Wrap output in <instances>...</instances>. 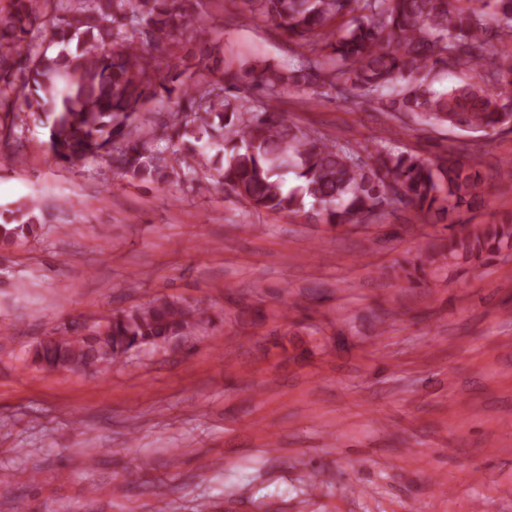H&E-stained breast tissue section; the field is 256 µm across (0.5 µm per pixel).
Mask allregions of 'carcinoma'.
I'll use <instances>...</instances> for the list:
<instances>
[{
  "label": "carcinoma",
  "instance_id": "1",
  "mask_svg": "<svg viewBox=\"0 0 512 512\" xmlns=\"http://www.w3.org/2000/svg\"><path fill=\"white\" fill-rule=\"evenodd\" d=\"M200 0H12L0 13V131L16 145L43 116L55 159L99 160L158 186L208 178L259 213L311 223H374L412 208L445 217L482 202L470 143L435 158L385 138L353 147L288 122L272 103L288 89L356 94L416 124L475 138L512 123V0H244L296 47L287 68L234 66L206 46ZM355 14L344 23L349 14ZM176 59L164 70L154 53ZM466 79L448 88L439 76ZM175 108L150 119L155 101ZM35 202L0 211V244L38 236ZM512 246V224L448 236L417 266ZM208 321L196 303L159 298L121 310L81 336H49L33 360L76 370L120 362L139 346L190 336Z\"/></svg>",
  "mask_w": 512,
  "mask_h": 512
}]
</instances>
